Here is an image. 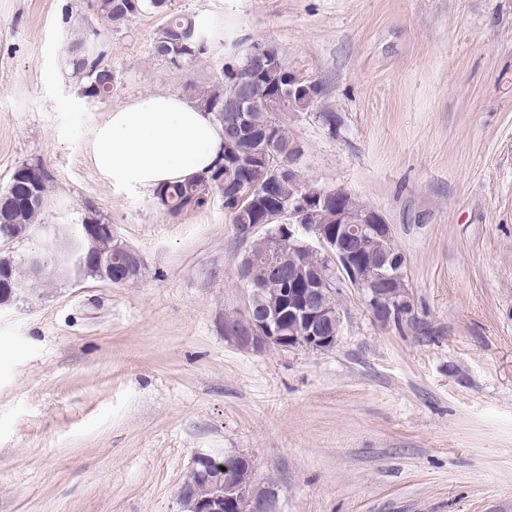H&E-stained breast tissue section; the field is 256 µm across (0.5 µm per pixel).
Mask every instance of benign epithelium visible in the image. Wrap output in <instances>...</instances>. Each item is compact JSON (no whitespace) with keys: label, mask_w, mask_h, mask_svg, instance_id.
Segmentation results:
<instances>
[{"label":"benign epithelium","mask_w":512,"mask_h":512,"mask_svg":"<svg viewBox=\"0 0 512 512\" xmlns=\"http://www.w3.org/2000/svg\"><path fill=\"white\" fill-rule=\"evenodd\" d=\"M247 69L278 86L288 85V104L281 111L303 107L321 98L322 86L310 81L272 56V48L254 44L247 55ZM258 186L256 181H242L226 196L234 207L248 200ZM343 188L333 191L305 186L301 196L276 203L266 211L262 223L275 225L271 234L277 243L288 238L294 250L316 253L336 270V283L357 289L366 299L369 311L382 324L395 323L406 300L393 299L391 288L401 280L404 256L395 246L392 225L373 206L357 211L336 208V223L316 224L314 215L331 197L341 199ZM112 231L110 224H85L83 234L72 238L65 250L64 264L76 278L94 277L114 286H122L138 278L143 267L139 251L112 236L116 252L105 256L98 251L97 238ZM43 235L47 249L56 248L58 228L54 224H12L0 220V248L17 240ZM367 243L376 262L369 271L359 260V245ZM266 278L281 281L279 306L266 308L259 303L260 288H250L239 311L238 321L224 324V333L239 347L255 352L270 349L290 351L305 348L312 352H328L336 345L342 323L341 314L331 299V292L320 286L323 277L312 269L303 281H290L279 262L277 250L261 261L240 266L239 275L247 282L255 281V270ZM22 291L15 282L10 266L0 264V311L11 306ZM253 470L249 456L243 453L215 457L200 453L190 478L181 486L179 504L184 512H273L275 489L260 487L247 478Z\"/></svg>","instance_id":"1"}]
</instances>
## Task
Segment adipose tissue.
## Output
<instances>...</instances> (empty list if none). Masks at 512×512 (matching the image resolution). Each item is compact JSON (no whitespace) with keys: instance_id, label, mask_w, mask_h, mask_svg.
I'll list each match as a JSON object with an SVG mask.
<instances>
[{"instance_id":"ef3b65f1","label":"adipose tissue","mask_w":512,"mask_h":512,"mask_svg":"<svg viewBox=\"0 0 512 512\" xmlns=\"http://www.w3.org/2000/svg\"><path fill=\"white\" fill-rule=\"evenodd\" d=\"M112 185L151 192L211 170L224 139L211 113L177 94H151L108 112L85 144Z\"/></svg>"}]
</instances>
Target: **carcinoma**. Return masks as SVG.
I'll use <instances>...</instances> for the list:
<instances>
[{
	"mask_svg": "<svg viewBox=\"0 0 512 512\" xmlns=\"http://www.w3.org/2000/svg\"><path fill=\"white\" fill-rule=\"evenodd\" d=\"M149 7L157 8L166 13V21L160 29L155 42L157 54L165 57L171 64L190 63L207 50V35L201 22L186 14L171 12L169 6L157 3V0H93L88 9L95 11L110 25L119 27L125 24L136 13ZM102 33L92 26L77 23L70 32V40L66 50L65 64L74 77L84 81L82 95L87 99L103 98L112 92L114 75L112 68L104 63L100 53ZM245 78L244 67L224 72V79L218 85L208 88L194 89L195 101L206 112L213 114L221 125L224 139L238 146H244L252 155L244 163L228 172V176L238 180H246L255 176L263 168L278 166L288 155L300 152L295 147L285 128L274 118L275 97L278 89L272 87L270 81L258 78L250 84V108L247 112L248 129L260 132L273 128L269 142H246L244 137L235 132L237 115L224 111V100L237 94L240 81ZM195 192V186L187 181L176 182L160 188L155 196L167 198L170 214L177 216L189 210L188 198ZM39 195L41 200L21 209L15 216L17 224H39L41 215L48 203L47 179L40 180ZM266 210V197L260 192L253 197V202H244L230 211L232 223L241 237L251 234L250 227L258 223ZM280 258L288 267V274L298 268H311L322 263L316 254L296 253L288 241H283Z\"/></svg>",
	"mask_w": 512,
	"mask_h": 512,
	"instance_id": "1",
	"label": "carcinoma"
}]
</instances>
